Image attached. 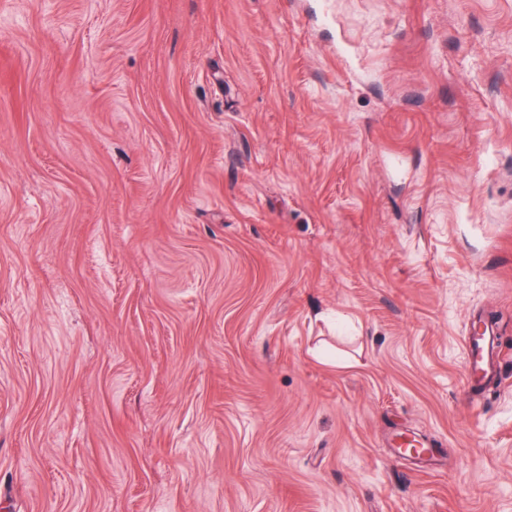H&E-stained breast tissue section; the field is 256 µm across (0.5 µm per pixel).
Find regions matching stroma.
<instances>
[{
	"mask_svg": "<svg viewBox=\"0 0 512 512\" xmlns=\"http://www.w3.org/2000/svg\"><path fill=\"white\" fill-rule=\"evenodd\" d=\"M0 512H512V0H0ZM465 383L471 390L480 386L487 367L486 349L473 331L464 338Z\"/></svg>",
	"mask_w": 512,
	"mask_h": 512,
	"instance_id": "obj_1",
	"label": "stroma"
}]
</instances>
